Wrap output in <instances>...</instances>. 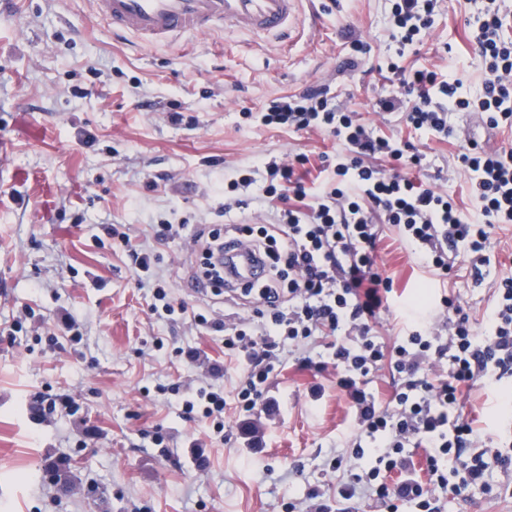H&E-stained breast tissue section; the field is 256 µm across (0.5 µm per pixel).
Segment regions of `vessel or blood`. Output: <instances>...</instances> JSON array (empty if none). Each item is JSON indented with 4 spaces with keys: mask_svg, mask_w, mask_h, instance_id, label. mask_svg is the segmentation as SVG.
Returning <instances> with one entry per match:
<instances>
[{
    "mask_svg": "<svg viewBox=\"0 0 512 512\" xmlns=\"http://www.w3.org/2000/svg\"><path fill=\"white\" fill-rule=\"evenodd\" d=\"M113 35L133 36L148 44H172L218 27L263 37L286 38L299 31L302 0H95ZM233 285L258 276L261 262L248 243L224 256Z\"/></svg>",
    "mask_w": 512,
    "mask_h": 512,
    "instance_id": "1",
    "label": "vessel or blood"
}]
</instances>
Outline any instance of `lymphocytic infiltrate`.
I'll use <instances>...</instances> for the list:
<instances>
[{
    "instance_id": "f902f5d3",
    "label": "lymphocytic infiltrate",
    "mask_w": 512,
    "mask_h": 512,
    "mask_svg": "<svg viewBox=\"0 0 512 512\" xmlns=\"http://www.w3.org/2000/svg\"><path fill=\"white\" fill-rule=\"evenodd\" d=\"M387 2L397 48L376 70L397 80L401 92L379 98L377 106L413 131L460 143L457 159L469 175L472 213L447 192L400 171V164L422 162L412 142L362 122L334 103L330 86L317 84L271 99L254 120L336 138L340 151L321 162L327 178L306 185L299 172L310 162L305 155L263 158L249 174L225 178L224 210L245 208L256 186L272 223L207 227L190 239L191 250L206 260L194 280L211 290L224 285L214 252L241 240L259 251L266 272L241 290L250 300L249 317L194 314L195 325L223 334L244 369L233 400H226L223 387H203L183 399V415L220 427L227 407L253 413L292 354L307 367L333 365L336 385L354 410L356 432L333 459L339 473L334 494L312 487L303 501L289 503V512H356L363 498L383 512H444L449 496L477 487L494 498L501 485H512V448L497 447L458 411L475 386L512 377V276L493 284L485 335L475 333L468 313L448 295L440 298L437 321L413 308L403 336L390 342L377 330L393 291L377 263L385 230H394L422 267L444 281L452 270L450 253L480 257L495 226L512 224V149H485L448 120L454 112L474 113L487 130L512 131V14L486 0L474 18L472 66L485 83L471 95L461 79L403 65L427 38L440 0ZM151 230V243L134 246L130 257L141 287L153 293L154 315L168 320L175 305L155 247L175 229L164 220ZM443 325L449 334L440 333ZM382 377L389 385L383 401L374 388Z\"/></svg>"
}]
</instances>
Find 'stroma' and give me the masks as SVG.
<instances>
[{
    "instance_id": "obj_1",
    "label": "stroma",
    "mask_w": 512,
    "mask_h": 512,
    "mask_svg": "<svg viewBox=\"0 0 512 512\" xmlns=\"http://www.w3.org/2000/svg\"><path fill=\"white\" fill-rule=\"evenodd\" d=\"M478 8L444 0L415 57L473 94L482 78L470 67L467 21ZM303 13L288 46L221 27L144 45L113 38L91 0H7L0 9V512H288L311 487L335 483L330 462L354 425L335 369L290 361L272 376L268 407L247 419L227 410L220 434L184 418L181 400L208 381V365L223 367L229 385L242 365L223 334L156 320L119 238L126 231L138 244L152 224H178L157 248L174 298L191 313H234L194 287L201 256L187 247L201 225L224 224L225 175L270 155L338 147L327 133L257 125L243 111L327 84L338 104L399 133L395 116L371 109L397 87L367 73L395 48L386 0H305ZM352 35L370 48L355 68ZM166 112L182 122L163 120ZM414 144L425 157L420 178L471 210L457 146L425 134ZM489 256L481 274L459 259L447 283L432 284L411 248L386 232L379 263L394 293L382 332L399 334L406 295L430 318L449 290L484 333L491 284L512 275V226L495 231ZM167 384L180 396L160 394ZM463 412L508 436L512 381L496 393L476 388ZM61 465L71 472L63 487L49 476Z\"/></svg>"
}]
</instances>
